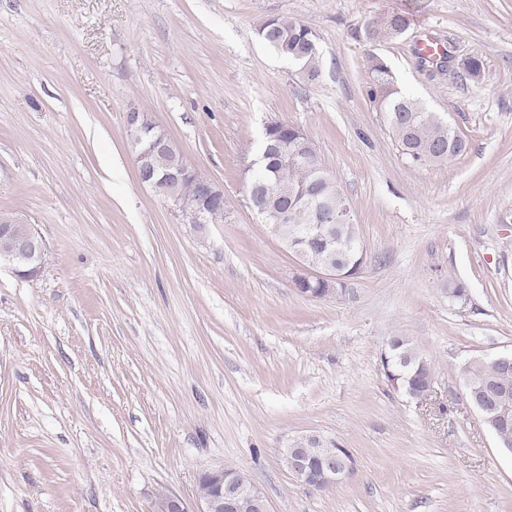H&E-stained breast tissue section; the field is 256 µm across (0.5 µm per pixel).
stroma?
Segmentation results:
<instances>
[{"label":"stroma","instance_id":"1","mask_svg":"<svg viewBox=\"0 0 512 512\" xmlns=\"http://www.w3.org/2000/svg\"><path fill=\"white\" fill-rule=\"evenodd\" d=\"M396 11L403 37H352ZM277 16L316 32L319 80L259 40ZM432 36L480 79L432 73ZM372 53L466 153L404 159L365 94ZM133 108L223 186L228 221L196 228L139 182ZM272 121L352 203L367 261L342 296L297 292L247 205ZM1 212L47 257L35 279L0 270V512H152L227 465L272 512H512V452L461 374L512 350V0H0ZM395 336L433 366L430 402L388 384ZM306 435L353 455L332 491L283 461Z\"/></svg>","mask_w":512,"mask_h":512}]
</instances>
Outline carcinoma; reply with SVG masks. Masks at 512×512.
I'll return each mask as SVG.
<instances>
[{
    "label": "carcinoma",
    "instance_id": "1",
    "mask_svg": "<svg viewBox=\"0 0 512 512\" xmlns=\"http://www.w3.org/2000/svg\"><path fill=\"white\" fill-rule=\"evenodd\" d=\"M409 25L406 13L393 12L354 27L352 36L359 42L373 44L401 36ZM258 34L278 57L285 60L305 52L302 59L304 74L310 81L320 77V55L310 53L311 48L318 45V36L312 28L294 18L280 16L266 20ZM368 61L366 94L376 110L383 114L401 154L409 163L414 166L437 164L466 151V142L457 135L448 121L428 111L421 100L398 86L385 58L371 54ZM303 146L304 143L293 131V127L279 122L271 123L268 134L260 140L257 152L263 161L262 171L257 175L250 174L247 178L248 192L252 195H266L288 208L286 224L288 229L296 233L310 223V208L297 202L301 194H311L338 210L350 204L328 171L324 156L320 155L307 162L297 160V155L303 153ZM150 163L160 176L187 166L180 152L154 154ZM357 234L355 225L336 233V253L311 250L306 255L307 262L315 265L331 256L344 260L352 267L366 262L359 251L347 254L341 251L343 237L355 238ZM381 360L389 361L391 372L386 374V378L390 386L405 394L421 393L433 376L428 361L409 340L401 336H395L388 342ZM500 383L512 388V370L504 375L494 365L476 363L471 369L467 397L470 400H483Z\"/></svg>",
    "mask_w": 512,
    "mask_h": 512
}]
</instances>
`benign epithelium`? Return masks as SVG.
<instances>
[{"instance_id":"1","label":"benign epithelium","mask_w":512,"mask_h":512,"mask_svg":"<svg viewBox=\"0 0 512 512\" xmlns=\"http://www.w3.org/2000/svg\"><path fill=\"white\" fill-rule=\"evenodd\" d=\"M125 123L128 136L135 150L136 163L143 162L149 151L165 150L172 140L163 134L150 135L153 126L147 114L139 111L126 113ZM142 184L157 195L171 202L189 224L203 226L210 223L213 206H224V188L214 181L197 175L198 191L186 195L182 188V176L169 173L162 177L152 173L139 174ZM324 210L314 211L315 223L306 225L297 236L303 244L318 249L330 247L339 224L353 222V211L343 209L334 224L320 223ZM0 240L6 250L0 258V267H9L21 278L33 279L40 275L45 264L46 248L34 226L26 219L8 214L0 215ZM293 257L301 273L295 275L293 282L301 280L316 281L324 288V296L334 297L341 293L339 285L344 283L343 265L310 266L302 262L301 251L293 249ZM482 421H493L497 430L494 435L502 448L512 447V438L500 433V427L507 421V415L495 402L475 404ZM288 470L295 479L306 487L323 491L327 487L343 481L351 472L348 463L336 455L334 448H322L310 460L305 443L297 438L290 445ZM154 512H271L270 505L263 493L255 486L238 482L235 473L222 468L202 473L197 482L195 500L191 503L177 495L162 491L158 494Z\"/></svg>"}]
</instances>
